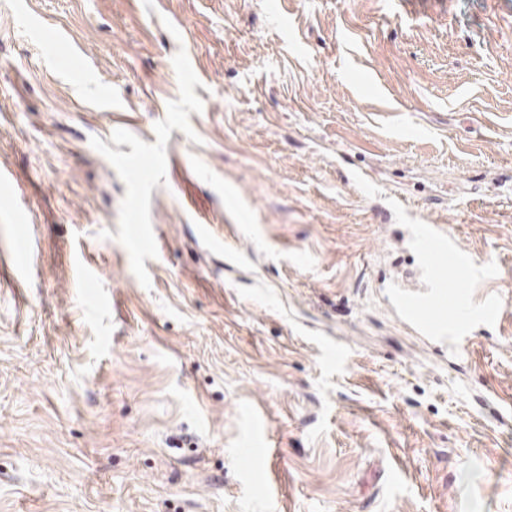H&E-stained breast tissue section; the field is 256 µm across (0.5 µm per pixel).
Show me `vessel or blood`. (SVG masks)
Listing matches in <instances>:
<instances>
[{
    "label": "vessel or blood",
    "mask_w": 512,
    "mask_h": 512,
    "mask_svg": "<svg viewBox=\"0 0 512 512\" xmlns=\"http://www.w3.org/2000/svg\"><path fill=\"white\" fill-rule=\"evenodd\" d=\"M413 244L427 285L419 293L399 296L397 310L417 335L447 346L453 354H463L476 326H490L500 318L497 300L475 301L470 289L471 283L486 277L488 268L477 263L455 234L441 224L414 225ZM456 275L468 281V288H453Z\"/></svg>",
    "instance_id": "1"
}]
</instances>
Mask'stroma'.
<instances>
[{
  "label": "stroma",
  "instance_id": "obj_1",
  "mask_svg": "<svg viewBox=\"0 0 512 512\" xmlns=\"http://www.w3.org/2000/svg\"><path fill=\"white\" fill-rule=\"evenodd\" d=\"M282 2L0 0V512H512V0ZM412 227L414 248L422 260L427 285L417 294L399 296L397 310L417 335L461 355L467 350L474 328L499 322L501 309L495 299L476 302L471 288H452L450 274L473 283L484 279L488 268L461 247L446 225Z\"/></svg>",
  "mask_w": 512,
  "mask_h": 512
}]
</instances>
